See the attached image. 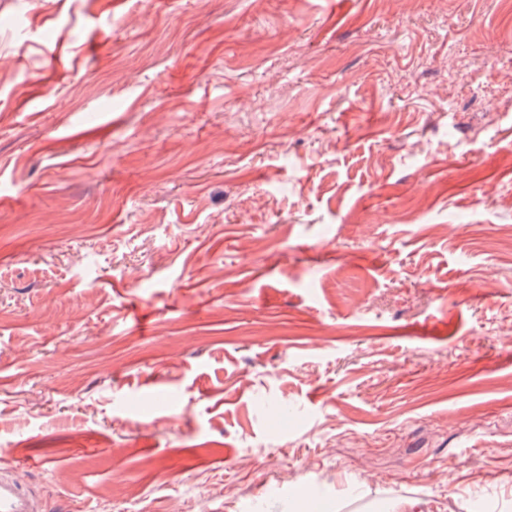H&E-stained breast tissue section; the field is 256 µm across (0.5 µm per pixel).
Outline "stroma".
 I'll return each instance as SVG.
<instances>
[{"label":"stroma","instance_id":"stroma-1","mask_svg":"<svg viewBox=\"0 0 512 512\" xmlns=\"http://www.w3.org/2000/svg\"><path fill=\"white\" fill-rule=\"evenodd\" d=\"M0 458L45 512H512L500 0H0Z\"/></svg>","mask_w":512,"mask_h":512}]
</instances>
